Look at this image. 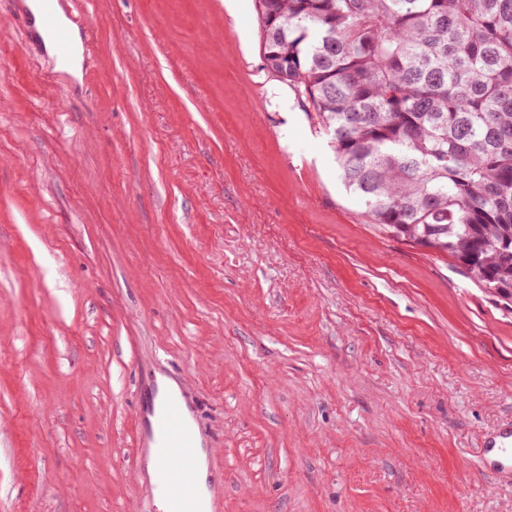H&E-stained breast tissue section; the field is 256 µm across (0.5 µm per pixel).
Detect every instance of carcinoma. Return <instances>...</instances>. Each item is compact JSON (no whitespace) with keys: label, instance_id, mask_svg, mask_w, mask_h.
<instances>
[{"label":"carcinoma","instance_id":"1","mask_svg":"<svg viewBox=\"0 0 512 512\" xmlns=\"http://www.w3.org/2000/svg\"><path fill=\"white\" fill-rule=\"evenodd\" d=\"M370 223L512 310V0H255Z\"/></svg>","mask_w":512,"mask_h":512}]
</instances>
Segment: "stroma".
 <instances>
[{
    "instance_id": "stroma-1",
    "label": "stroma",
    "mask_w": 512,
    "mask_h": 512,
    "mask_svg": "<svg viewBox=\"0 0 512 512\" xmlns=\"http://www.w3.org/2000/svg\"><path fill=\"white\" fill-rule=\"evenodd\" d=\"M0 0V512H142L178 383L219 512H512V312L380 231L254 0H81V80Z\"/></svg>"
}]
</instances>
